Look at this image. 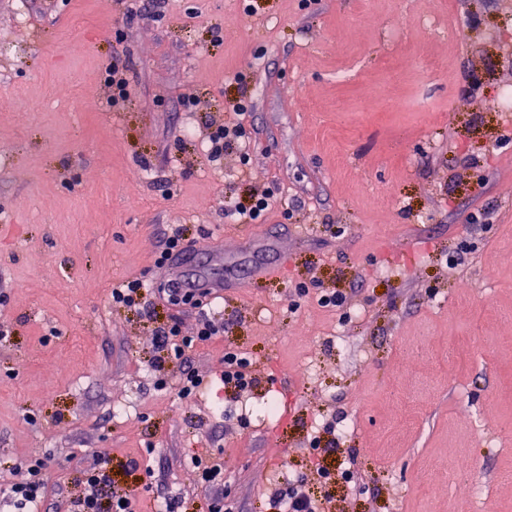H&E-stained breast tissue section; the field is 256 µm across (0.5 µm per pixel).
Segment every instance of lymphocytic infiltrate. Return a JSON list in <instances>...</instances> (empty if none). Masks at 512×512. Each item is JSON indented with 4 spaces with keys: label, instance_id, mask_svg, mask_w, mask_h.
Returning <instances> with one entry per match:
<instances>
[{
    "label": "lymphocytic infiltrate",
    "instance_id": "f902f5d3",
    "mask_svg": "<svg viewBox=\"0 0 512 512\" xmlns=\"http://www.w3.org/2000/svg\"><path fill=\"white\" fill-rule=\"evenodd\" d=\"M252 107V98L240 94L231 105L232 116L224 122H212L207 126L209 148L207 159L220 164L225 156L233 155L240 165H247L249 147L253 134L242 121ZM204 292L188 291L174 287L173 283L151 288L144 280L135 278L113 288L109 295L112 307L147 314L154 313L157 301L175 306L180 302H192L198 308L195 335H183L179 320L173 319L156 332V353L150 362L157 390H175L180 398L192 397L202 384L198 373L190 365V351L223 335L227 328L223 319L211 316L202 309ZM179 364V375H171L172 364ZM49 459L38 458L27 467L25 481L11 485L7 498L15 512H35L50 493L47 472ZM112 457L110 454L93 451L90 462L80 469L76 481L77 491L67 497L58 498L56 512H136L137 492L133 489L116 490L112 483ZM268 512H322L321 501L313 499L305 489V481L299 477L284 479L275 484L265 496Z\"/></svg>",
    "mask_w": 512,
    "mask_h": 512
}]
</instances>
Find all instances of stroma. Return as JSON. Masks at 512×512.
I'll use <instances>...</instances> for the list:
<instances>
[{
	"label": "stroma",
	"mask_w": 512,
	"mask_h": 512,
	"mask_svg": "<svg viewBox=\"0 0 512 512\" xmlns=\"http://www.w3.org/2000/svg\"><path fill=\"white\" fill-rule=\"evenodd\" d=\"M253 5L0 0V488L43 455L52 486L73 482L105 448L137 460L114 479L140 512L173 496L207 512L197 455L223 460L233 512H265L288 474L325 512H512V0ZM115 64L131 94L111 107ZM240 74L242 176L204 141ZM229 181L280 203L233 223ZM180 224L233 323L192 350L189 400L147 366L157 328L194 335L196 309L108 301L132 277L182 278L154 265ZM325 288L344 306H322ZM228 343L257 380L240 397L219 379ZM321 462L356 465L363 490L320 482Z\"/></svg>",
	"instance_id": "35a3bbf8"
}]
</instances>
